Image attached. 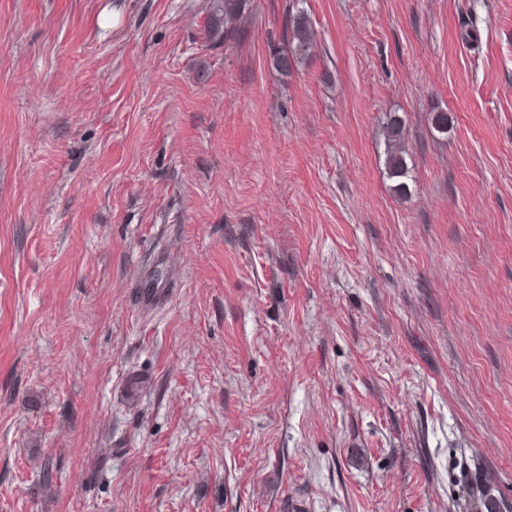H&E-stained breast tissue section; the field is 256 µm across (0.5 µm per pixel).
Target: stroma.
I'll list each match as a JSON object with an SVG mask.
<instances>
[{
  "label": "stroma",
  "instance_id": "obj_1",
  "mask_svg": "<svg viewBox=\"0 0 512 512\" xmlns=\"http://www.w3.org/2000/svg\"><path fill=\"white\" fill-rule=\"evenodd\" d=\"M209 2L0 0V512L512 505V0ZM248 0H211L205 17L204 32L213 45L224 44L238 28L241 14ZM312 37V26L304 10H291L288 22L287 50L277 52L274 57L275 67L282 73L297 69L307 58V51ZM385 138V154L387 156V166L389 176L398 182L394 186L397 194L404 195L407 192V184L403 180L407 178L408 169L403 156L402 148V121L399 117L393 116L387 120Z\"/></svg>",
  "mask_w": 512,
  "mask_h": 512
}]
</instances>
